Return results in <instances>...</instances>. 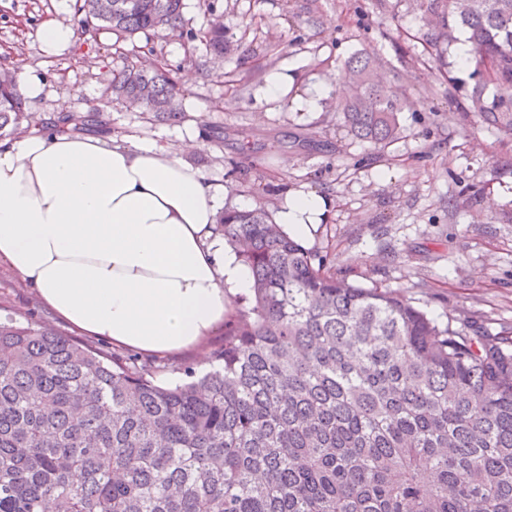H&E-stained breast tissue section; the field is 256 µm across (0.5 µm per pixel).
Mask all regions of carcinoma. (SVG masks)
<instances>
[{
    "mask_svg": "<svg viewBox=\"0 0 512 512\" xmlns=\"http://www.w3.org/2000/svg\"><path fill=\"white\" fill-rule=\"evenodd\" d=\"M442 60L468 35L462 107L512 137V0H408ZM83 24L151 39L182 0H76ZM206 48L224 53V28ZM380 63L342 64L339 125L383 149L408 100ZM112 96L181 118L171 73L126 65ZM28 114L0 72V136ZM59 131H108L69 112ZM224 245L251 286L209 368L173 387L159 366L0 317V512H512V336L455 328L385 288L336 275L259 205L226 208Z\"/></svg>",
    "mask_w": 512,
    "mask_h": 512,
    "instance_id": "cac0c4a2",
    "label": "carcinoma"
}]
</instances>
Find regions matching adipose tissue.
<instances>
[{
    "label": "adipose tissue",
    "mask_w": 512,
    "mask_h": 512,
    "mask_svg": "<svg viewBox=\"0 0 512 512\" xmlns=\"http://www.w3.org/2000/svg\"><path fill=\"white\" fill-rule=\"evenodd\" d=\"M223 199L172 146L37 126L0 140V265L82 335L194 349L224 322L225 284L251 283L212 232ZM326 209L302 189L277 221L307 233Z\"/></svg>",
    "instance_id": "1"
}]
</instances>
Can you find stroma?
I'll return each mask as SVG.
<instances>
[{
  "mask_svg": "<svg viewBox=\"0 0 512 512\" xmlns=\"http://www.w3.org/2000/svg\"><path fill=\"white\" fill-rule=\"evenodd\" d=\"M216 15L231 45L221 58L202 41ZM48 19L78 28L75 46L54 57L37 42ZM182 21L174 38L120 41L81 28L75 0H0V65L43 81L26 104L43 119L100 109L116 140L197 137L186 158L224 184L225 205L276 211L296 190H314L328 209L301 243L349 283L400 292L442 322L512 333V138L449 98L408 0H183ZM356 52L382 62L387 83L411 101L403 138L380 154L346 136L334 109L307 106ZM147 56L173 75L195 72L181 121L149 123L109 102L113 70ZM285 68L289 91L269 101L266 79ZM0 313L77 335L3 266Z\"/></svg>",
  "mask_w": 512,
  "mask_h": 512,
  "instance_id": "35a3bbf8",
  "label": "stroma"
}]
</instances>
